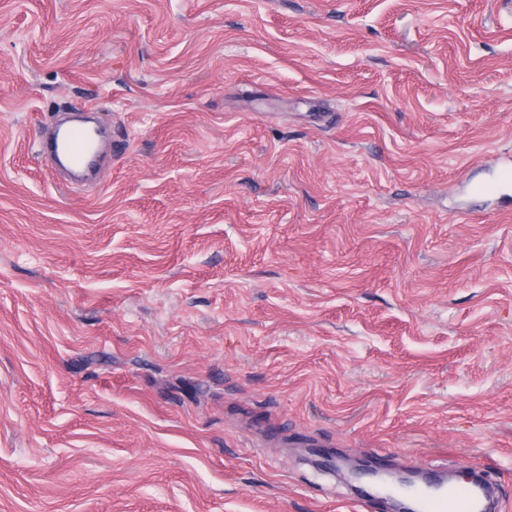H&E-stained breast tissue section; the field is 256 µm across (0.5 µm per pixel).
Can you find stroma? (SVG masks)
<instances>
[{"label":"stroma","instance_id":"35a3bbf8","mask_svg":"<svg viewBox=\"0 0 512 512\" xmlns=\"http://www.w3.org/2000/svg\"><path fill=\"white\" fill-rule=\"evenodd\" d=\"M507 158L512 0H0V512H356L309 442L512 512ZM95 130L84 126L57 127L49 139L42 142L43 153L62 156L67 163L78 170H86L95 161Z\"/></svg>","mask_w":512,"mask_h":512}]
</instances>
